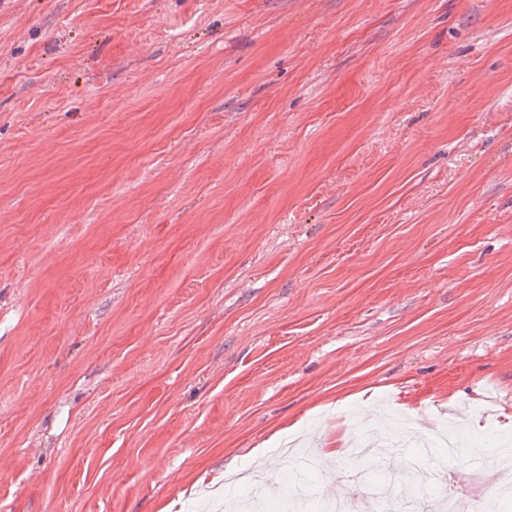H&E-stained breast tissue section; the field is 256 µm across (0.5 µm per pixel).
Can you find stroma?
<instances>
[{
  "label": "stroma",
  "instance_id": "35a3bbf8",
  "mask_svg": "<svg viewBox=\"0 0 512 512\" xmlns=\"http://www.w3.org/2000/svg\"><path fill=\"white\" fill-rule=\"evenodd\" d=\"M505 407L512 0H0V512H373L332 443Z\"/></svg>",
  "mask_w": 512,
  "mask_h": 512
}]
</instances>
